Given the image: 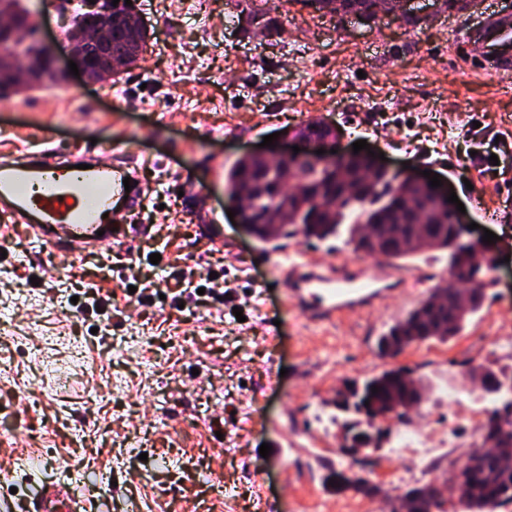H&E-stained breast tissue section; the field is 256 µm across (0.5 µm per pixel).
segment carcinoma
Listing matches in <instances>:
<instances>
[{
  "label": "carcinoma",
  "mask_w": 512,
  "mask_h": 512,
  "mask_svg": "<svg viewBox=\"0 0 512 512\" xmlns=\"http://www.w3.org/2000/svg\"><path fill=\"white\" fill-rule=\"evenodd\" d=\"M302 7L315 12L342 17L369 9V0H295ZM9 19L10 25L0 24V98L7 99L31 89L36 84L61 85L65 75L44 64V47L35 36L32 12L23 0H0V18ZM24 29L23 37L16 39L12 32ZM114 41L125 52V66L132 70L139 66L150 48V34L146 27L128 28L116 24ZM369 162L365 156L354 154L338 157L329 162L316 159L283 161L269 165L259 159L241 156L224 173V180L231 190L247 194L251 206L250 218L261 223L263 215L275 211L282 224L263 227L260 240L286 238L300 232L308 238L325 240L336 236L341 223L353 216L347 233L355 237L360 223L388 224V237L379 245L377 255L387 259L402 260L426 250L448 251V284L451 289L468 279L483 286L479 276L482 263L475 260L466 245H448V218L451 203L437 188L419 184L403 188L394 176H376V188L369 190L364 184L363 173ZM405 199L411 200L421 218L419 223L431 227L432 241L425 246L401 245V236H413L421 228H403L412 223L409 212L402 208ZM425 300L392 324L380 338L379 349L387 356H395L416 341L408 327L416 323L425 312ZM378 392H372V389ZM401 390V374L386 370L352 388L353 408L358 413L373 418L372 409L382 396ZM486 423L497 428L495 444L486 447L480 443L470 449L465 463L457 468L455 478L468 488L463 500L465 512H496L512 503V411H489Z\"/></svg>",
  "instance_id": "obj_1"
}]
</instances>
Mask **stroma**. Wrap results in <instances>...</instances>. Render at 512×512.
<instances>
[{
    "label": "stroma",
    "mask_w": 512,
    "mask_h": 512,
    "mask_svg": "<svg viewBox=\"0 0 512 512\" xmlns=\"http://www.w3.org/2000/svg\"><path fill=\"white\" fill-rule=\"evenodd\" d=\"M237 2L137 0L152 34L140 68L115 85L73 80L67 98L44 86L0 105V156L121 148L139 186L131 222L143 228L114 231L111 252L78 258L38 246L24 224L0 233V503L56 484L89 512H225V499L259 486L260 512H348L403 493L386 452L414 421L339 411L352 383L405 370L424 384L432 423L461 427L489 410L469 396L466 363L512 376V356L495 348L499 325H512V64L488 61L459 13L364 25L286 4L268 12L275 31L246 36ZM310 118L338 126L337 152L363 140L391 169L439 174L475 237L500 232L487 299L457 336L377 354L387 327L447 281V253L389 262L343 234L263 243L230 221L215 165ZM285 253L324 267L388 265L404 290L320 324L289 300ZM131 261L142 277L122 275ZM214 273L232 283L220 300L203 293ZM187 275L183 295L154 285ZM89 281L111 294L102 309L82 299ZM89 420L101 436L75 443ZM354 423L378 438L358 456L365 495L324 485ZM226 435L238 438L230 459Z\"/></svg>",
    "instance_id": "stroma-1"
}]
</instances>
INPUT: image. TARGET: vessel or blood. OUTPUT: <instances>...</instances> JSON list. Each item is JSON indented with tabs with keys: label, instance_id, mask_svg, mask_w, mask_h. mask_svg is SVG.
<instances>
[{
	"label": "vessel or blood",
	"instance_id": "1",
	"mask_svg": "<svg viewBox=\"0 0 512 512\" xmlns=\"http://www.w3.org/2000/svg\"><path fill=\"white\" fill-rule=\"evenodd\" d=\"M127 166L94 161L69 173L46 152L0 160V220L28 225L40 245L81 247L97 242L105 215L124 210ZM291 302L308 319L333 324L366 311L394 291L391 276L343 265L326 270L314 261L289 262ZM26 512H85L62 488L51 487Z\"/></svg>",
	"mask_w": 512,
	"mask_h": 512
}]
</instances>
